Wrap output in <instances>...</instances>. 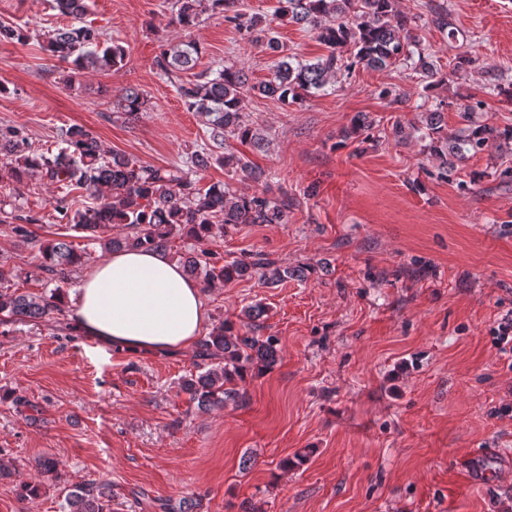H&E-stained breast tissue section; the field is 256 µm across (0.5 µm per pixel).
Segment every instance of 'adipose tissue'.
I'll list each match as a JSON object with an SVG mask.
<instances>
[{
    "instance_id": "adipose-tissue-1",
    "label": "adipose tissue",
    "mask_w": 512,
    "mask_h": 512,
    "mask_svg": "<svg viewBox=\"0 0 512 512\" xmlns=\"http://www.w3.org/2000/svg\"><path fill=\"white\" fill-rule=\"evenodd\" d=\"M69 318L100 347L145 354L191 349L210 320L199 285L178 260L142 248L89 263Z\"/></svg>"
}]
</instances>
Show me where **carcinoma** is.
<instances>
[{
  "instance_id": "1",
  "label": "carcinoma",
  "mask_w": 512,
  "mask_h": 512,
  "mask_svg": "<svg viewBox=\"0 0 512 512\" xmlns=\"http://www.w3.org/2000/svg\"><path fill=\"white\" fill-rule=\"evenodd\" d=\"M59 11L70 16L74 24L57 28L45 35L46 48L52 56L80 71L110 72L123 66L126 50L120 44L101 39L100 32L83 22L86 0H56ZM275 19L306 26L315 31L325 53L314 61L299 60L284 53L271 25H262L256 15L247 13L240 0H175L174 22L191 29L205 6L224 12V20L252 37L256 45L279 54L272 77L251 85L241 69L224 65L210 73L194 75L179 86L187 109L203 115L210 139L218 149L226 138L262 146L265 138L244 112L246 98L258 92L297 102L317 94L336 83L338 75L350 73L357 65L385 69L392 65L410 66L421 75L424 91L432 90L440 77L436 65L425 60L423 49L411 50L416 39L410 35L412 19L396 8L395 0H282ZM201 48L182 41L163 45L158 67L166 76H177L195 68ZM144 95L128 89L115 103L116 111L136 119L143 111ZM482 99L471 98L459 104L468 127L452 135L442 124L441 113L431 111L427 117L429 149L440 160L441 176L454 171L455 163L470 154L486 151L500 140H512V126L504 128L489 122H469L470 116L485 108ZM212 153H194L192 163L203 167L214 159ZM218 162L240 172L255 182L267 179L259 167L233 154H221ZM38 176L48 185L60 188L77 186L99 195V202L81 209L63 195L55 199L59 219L82 238L99 243L106 251L144 248L165 252L174 232L190 238L208 240L224 236V230L238 224H282L288 217V199L272 201L260 195H240L229 184L217 182L202 190L187 178L178 166L157 168L139 165L117 154L106 156L102 143L82 126L72 125L61 131L57 152L37 153L30 149L28 138L15 126L0 127V179L19 186ZM38 218L28 215L24 223L12 226L22 243L34 240L30 226ZM123 224L135 230L124 237L102 238L99 230ZM39 270L48 278L67 279L82 265L84 251L66 239H55L43 248ZM181 263L190 276L209 284L257 274L267 285L274 286L288 277V268L262 253L249 259L234 260L221 266L213 254L188 253ZM64 294L53 292H19L11 287L0 270V315L17 320L35 321L54 310H61ZM197 357L204 371L182 381V390L203 411L237 403L242 395L236 380L244 379L253 368L266 372L278 362V340L274 336H246L231 322L215 325L200 342ZM10 489L21 501L38 499L41 483H11ZM112 498L108 481L78 484L65 496L64 512H105Z\"/></svg>"
}]
</instances>
